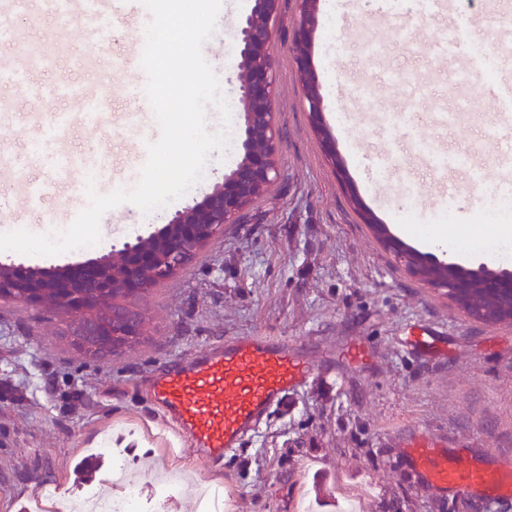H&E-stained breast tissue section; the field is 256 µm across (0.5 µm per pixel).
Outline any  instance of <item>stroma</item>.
Returning a JSON list of instances; mask_svg holds the SVG:
<instances>
[{
  "instance_id": "35a3bbf8",
  "label": "stroma",
  "mask_w": 512,
  "mask_h": 512,
  "mask_svg": "<svg viewBox=\"0 0 512 512\" xmlns=\"http://www.w3.org/2000/svg\"><path fill=\"white\" fill-rule=\"evenodd\" d=\"M253 0H224L212 37L203 46L207 63L221 78L230 106L237 92L227 82L234 66L232 36ZM297 0H280L276 58L280 178L246 210L238 224L225 225L189 266L161 283L140 306L149 328L145 342L106 360L77 352L64 334L66 322L43 308H20L0 300V512H20L40 487L56 489L43 512H58L63 497L93 485L76 463L111 442L144 481L166 471L196 477L224 496L223 512H307L316 500L336 501L339 512H512V503H486L443 494L420 484L400 446L407 427L420 426L446 438L452 448L512 451V323H479L448 298L410 274L386 252L364 216L400 236L409 248L467 269L511 271L491 253L429 244L430 235L452 239L487 237L481 219V188L465 186L452 221L432 223L428 182L414 180L415 162L398 153L402 126H385V110H406L416 134L471 153L487 182L498 180L488 152L477 144L495 126L499 106L476 87L512 83V55L494 72L480 71L476 86L449 80L458 60L435 61L427 51L441 18L413 14L379 18L373 0H321L310 58L323 88V124L344 170L327 160L302 103V83L292 43L299 24ZM140 22L117 23L111 43H57L50 72L35 71L25 91L0 87V213L19 217L22 228L47 233L68 227L87 207L75 179L60 181L41 208L22 207L26 183L48 172L30 144L42 136L51 102L38 98L44 79L71 81V107L85 91L102 99L118 96L131 79L145 80L138 65ZM341 39L332 51L328 33ZM381 39V57L363 58V42ZM409 65L426 82L425 96L405 84L381 81L386 63ZM465 100L455 124L444 126L436 110ZM231 152L213 151L204 176L167 213L199 202L242 157L244 130L232 118ZM154 115L130 121L128 113L104 109L97 127L81 120L60 143L112 159V181L99 193L129 189L145 162L140 145L158 140ZM409 205L413 233L401 234L396 216ZM102 240L93 247L55 256H24L25 265L53 270L107 255L122 242L157 230L156 217L126 203L101 219ZM433 322L448 336V358L428 361L404 342L401 331ZM276 336L293 346L333 348L337 337L362 336L378 353L368 372L347 371L343 382L318 377L295 392L287 411L274 412L247 437L242 448L207 469L149 399L143 385L157 365L189 358L228 336Z\"/></svg>"
}]
</instances>
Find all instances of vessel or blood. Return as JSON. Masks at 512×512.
<instances>
[{"label": "vessel or blood", "mask_w": 512, "mask_h": 512, "mask_svg": "<svg viewBox=\"0 0 512 512\" xmlns=\"http://www.w3.org/2000/svg\"><path fill=\"white\" fill-rule=\"evenodd\" d=\"M119 7L132 15L144 9L141 0H57L54 16L61 19L80 15L90 40L100 43L110 32ZM431 52L444 58L460 54L455 21L441 26ZM51 95L58 107L42 140L34 145L38 151H46L47 142L65 135L70 122V87L55 85ZM407 152L439 176L449 197L461 194L453 173H465L471 183L484 178L483 169L475 166L468 155L426 140L408 137ZM46 153L53 175L29 183L25 206L30 210L38 209L45 197L57 192V176L75 170L93 177L99 174L93 158L82 152L60 149ZM413 328L414 350L431 355L441 338L439 329L427 321L416 322ZM375 363V348L353 336L337 337L334 349L314 355L274 336H230L188 361H176L154 371L149 393L163 416L193 445L201 461L214 467L274 411L285 410L289 394L311 379L340 365L367 371ZM402 441L405 460L419 482L463 498L487 502L512 499L511 456L485 448H452L446 440L416 426L404 432Z\"/></svg>", "instance_id": "obj_1"}]
</instances>
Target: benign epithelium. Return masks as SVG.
I'll return each instance as SVG.
<instances>
[{"mask_svg": "<svg viewBox=\"0 0 512 512\" xmlns=\"http://www.w3.org/2000/svg\"><path fill=\"white\" fill-rule=\"evenodd\" d=\"M250 14L234 34L238 63L234 67L240 119L245 138L236 168L216 183L201 201L177 211L156 232L136 237L101 258L78 261L47 272L23 263L0 262V296H10L19 307L43 306L44 294H30L31 286L58 290L61 311L67 318L65 335L72 345L92 359H108L138 344L147 335L139 299L157 282L182 272L226 224H239L246 209L280 176L279 128L275 110V61L278 47V0H254ZM300 23L293 52L302 78L303 95L316 127L322 126L323 93L316 82L309 47L320 0H297ZM474 321L496 323L495 311L469 313V288L495 294L512 293V277L490 274L485 269H459L451 281L430 283ZM124 289L125 309L98 320L94 311L112 289Z\"/></svg>", "mask_w": 512, "mask_h": 512, "instance_id": "obj_1", "label": "benign epithelium"}]
</instances>
